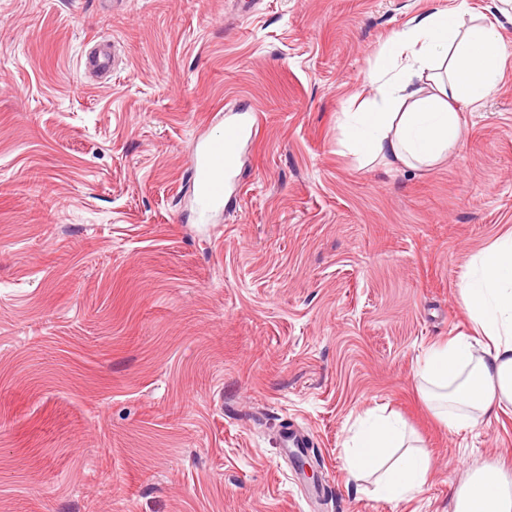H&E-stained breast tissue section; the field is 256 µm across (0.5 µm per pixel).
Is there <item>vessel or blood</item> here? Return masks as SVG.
<instances>
[{
	"instance_id": "1",
	"label": "vessel or blood",
	"mask_w": 512,
	"mask_h": 512,
	"mask_svg": "<svg viewBox=\"0 0 512 512\" xmlns=\"http://www.w3.org/2000/svg\"><path fill=\"white\" fill-rule=\"evenodd\" d=\"M112 66L113 56L108 50L88 52L82 59V71L90 76L111 75ZM253 132L243 119H231L221 133L202 142L190 165L199 214L207 216L223 206L239 167L242 145Z\"/></svg>"
}]
</instances>
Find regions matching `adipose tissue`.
I'll use <instances>...</instances> for the list:
<instances>
[{
	"label": "adipose tissue",
	"mask_w": 512,
	"mask_h": 512,
	"mask_svg": "<svg viewBox=\"0 0 512 512\" xmlns=\"http://www.w3.org/2000/svg\"><path fill=\"white\" fill-rule=\"evenodd\" d=\"M504 61L494 28L467 0L414 18L377 51L369 74L373 96L340 113V146L366 164L440 163L463 137L457 104L492 95ZM460 297L476 336L434 343L418 371L426 395L439 402L438 419L451 430L512 406V234L472 257ZM405 445L396 418L368 416L350 440L347 468L375 475L384 499H410L427 482L429 457ZM453 512H512V474L489 465L469 470L453 495Z\"/></svg>",
	"instance_id": "adipose-tissue-1"
}]
</instances>
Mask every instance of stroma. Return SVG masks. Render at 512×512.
I'll list each match as a JSON object with an SVG mask.
<instances>
[{"label": "stroma", "mask_w": 512, "mask_h": 512, "mask_svg": "<svg viewBox=\"0 0 512 512\" xmlns=\"http://www.w3.org/2000/svg\"><path fill=\"white\" fill-rule=\"evenodd\" d=\"M457 2L0 0V512H450L468 469L512 468V407L451 431L415 376L471 334L467 264L512 231V19L468 0L507 56L447 160L338 143L379 46ZM93 39L121 59L98 85ZM242 108L259 133L200 223L190 157ZM380 410L431 455L406 501L345 469Z\"/></svg>", "instance_id": "1"}]
</instances>
